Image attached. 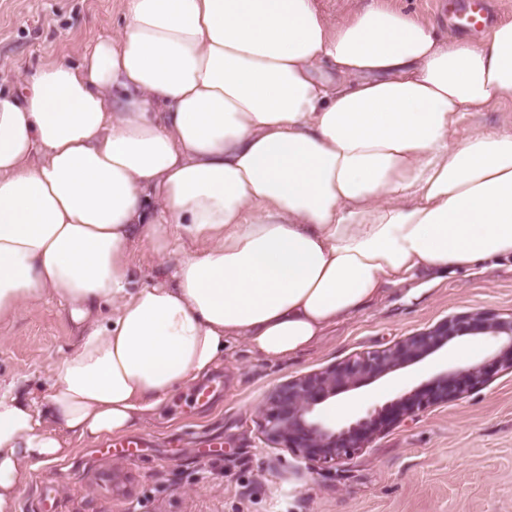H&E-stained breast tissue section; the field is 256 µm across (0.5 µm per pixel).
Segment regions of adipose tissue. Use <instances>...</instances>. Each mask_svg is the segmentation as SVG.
I'll return each instance as SVG.
<instances>
[{"label": "adipose tissue", "mask_w": 512, "mask_h": 512, "mask_svg": "<svg viewBox=\"0 0 512 512\" xmlns=\"http://www.w3.org/2000/svg\"><path fill=\"white\" fill-rule=\"evenodd\" d=\"M512 23L443 40L376 0H126L121 28L0 91V321L55 298L46 394L0 382V512L31 471L121 436L244 339L294 356L426 275L512 256ZM173 260L140 284L128 244ZM371 0H320L319 3L330 22L341 21L352 9L362 8ZM477 129L512 130V98H505L494 108L468 117L458 128L456 136L464 138Z\"/></svg>", "instance_id": "ef3b65f1"}]
</instances>
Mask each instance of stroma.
Returning a JSON list of instances; mask_svg holds the SVG:
<instances>
[{
	"instance_id": "obj_1",
	"label": "stroma",
	"mask_w": 512,
	"mask_h": 512,
	"mask_svg": "<svg viewBox=\"0 0 512 512\" xmlns=\"http://www.w3.org/2000/svg\"><path fill=\"white\" fill-rule=\"evenodd\" d=\"M125 0H0V78L67 57L112 35ZM136 282L172 281V267L145 242L129 245ZM512 316V258L457 269L428 289H391L360 314L329 329L316 345L284 361L232 342L203 380L209 402L178 388L139 426L147 441L135 459L109 456L105 442L30 476L19 512H38L44 481L48 512H512V371L494 356L491 335L462 336L406 368L333 396L315 410L330 428L428 389L457 369V348L479 344L484 384L430 404L389 425L350 458L320 464L266 441L259 407L278 385L348 358L386 349L460 313ZM75 348V330L58 300L20 308L0 322V380L48 378ZM355 407L339 420L332 408ZM223 447H213V440Z\"/></svg>"
}]
</instances>
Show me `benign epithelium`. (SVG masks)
<instances>
[{
  "instance_id": "benign-epithelium-1",
  "label": "benign epithelium",
  "mask_w": 512,
  "mask_h": 512,
  "mask_svg": "<svg viewBox=\"0 0 512 512\" xmlns=\"http://www.w3.org/2000/svg\"><path fill=\"white\" fill-rule=\"evenodd\" d=\"M468 334H490L504 339L496 363L512 369V317L492 312H468L448 317L434 327L408 336L394 346L361 355L324 371L277 386L260 406L265 439L292 448L319 463L345 459L364 447L390 420V407L374 409L338 431L314 416L315 407L339 392L408 366L449 341ZM485 380V367L474 365L447 372L426 391H415L396 402L394 417L410 415L429 404L458 398L469 386Z\"/></svg>"
}]
</instances>
